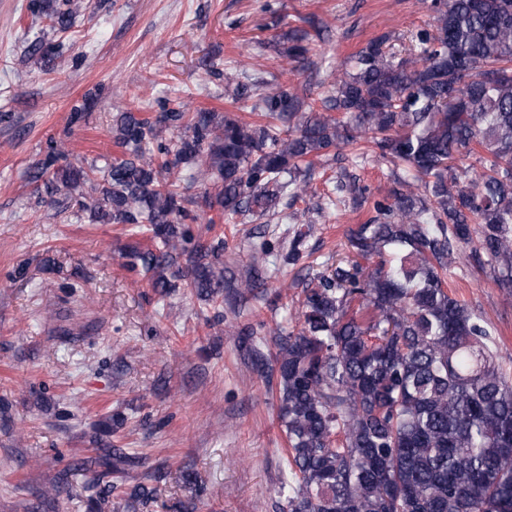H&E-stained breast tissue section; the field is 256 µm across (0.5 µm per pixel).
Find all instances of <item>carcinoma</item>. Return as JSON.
Masks as SVG:
<instances>
[{
  "instance_id": "1",
  "label": "carcinoma",
  "mask_w": 512,
  "mask_h": 512,
  "mask_svg": "<svg viewBox=\"0 0 512 512\" xmlns=\"http://www.w3.org/2000/svg\"><path fill=\"white\" fill-rule=\"evenodd\" d=\"M426 7L432 23L411 35L407 56L379 35L310 103L263 77L240 85L227 71L226 85L254 99L257 121L165 103L118 112L120 155L76 166L52 138L26 171L37 206L87 186L88 223L151 231L160 245L128 246L124 257L156 292L190 288L212 301L231 287L224 242L193 237L195 207L269 221L283 203L295 223L310 224L309 214L326 207L296 204L312 197L315 164L366 146L391 165L395 187L361 197L369 218L348 230L358 261L304 288L297 326L277 328L271 358L258 356L259 371L278 379L284 512H512V379L496 361L493 328L448 289L465 251L512 290V0ZM80 8L81 0L27 3L56 33ZM304 23L312 31H281L260 48L311 69L322 28ZM66 52L44 37L27 47L52 67ZM481 150L480 169L458 166ZM186 174L207 183L202 195L180 190ZM308 235L295 231L284 264L309 256ZM84 465L125 474L141 458L110 447ZM153 494L141 482L124 490L130 508Z\"/></svg>"
}]
</instances>
